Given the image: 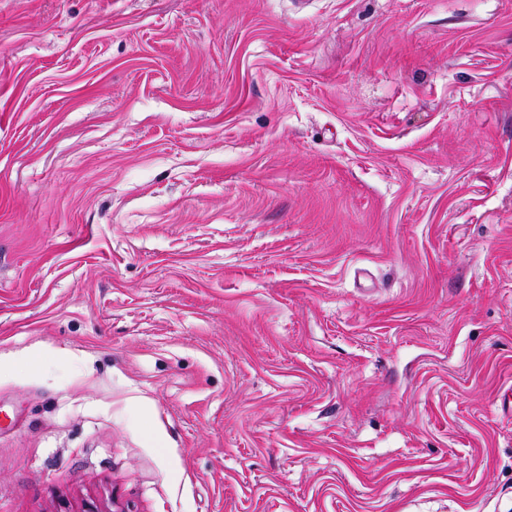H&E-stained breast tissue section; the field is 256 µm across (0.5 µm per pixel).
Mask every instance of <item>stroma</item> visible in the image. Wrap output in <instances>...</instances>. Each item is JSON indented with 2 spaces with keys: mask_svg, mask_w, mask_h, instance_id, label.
<instances>
[{
  "mask_svg": "<svg viewBox=\"0 0 512 512\" xmlns=\"http://www.w3.org/2000/svg\"><path fill=\"white\" fill-rule=\"evenodd\" d=\"M512 0H0V512H512Z\"/></svg>",
  "mask_w": 512,
  "mask_h": 512,
  "instance_id": "1",
  "label": "stroma"
}]
</instances>
